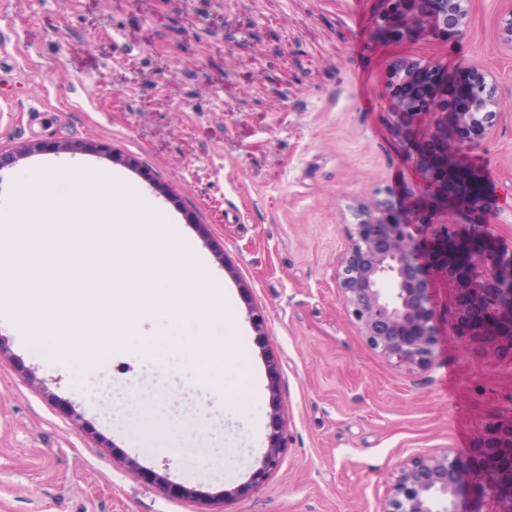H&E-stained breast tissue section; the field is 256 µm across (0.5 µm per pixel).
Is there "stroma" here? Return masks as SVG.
Wrapping results in <instances>:
<instances>
[{
	"mask_svg": "<svg viewBox=\"0 0 512 512\" xmlns=\"http://www.w3.org/2000/svg\"><path fill=\"white\" fill-rule=\"evenodd\" d=\"M384 0H0V199L29 167L118 170L176 221L223 279L246 345L210 384L181 368L198 328L146 311L82 372L0 324V512H383L397 468L470 456L512 401V371L459 339L435 279L439 353L396 370L371 349L336 281L361 205L430 208L389 66L487 75L490 136L453 154L487 179L478 213L512 248V0H467V29L395 40ZM31 144L34 152L16 156ZM81 145V152L67 148ZM264 317L255 328L250 308ZM278 360L270 376L265 350ZM260 391L230 401L243 375ZM279 395L284 453L259 487Z\"/></svg>",
	"mask_w": 512,
	"mask_h": 512,
	"instance_id": "35a3bbf8",
	"label": "stroma"
}]
</instances>
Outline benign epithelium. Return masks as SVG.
<instances>
[{
  "label": "benign epithelium",
  "mask_w": 512,
  "mask_h": 512,
  "mask_svg": "<svg viewBox=\"0 0 512 512\" xmlns=\"http://www.w3.org/2000/svg\"><path fill=\"white\" fill-rule=\"evenodd\" d=\"M386 3L381 27L396 39L429 30L446 40L466 31V0ZM390 76L395 112L408 121L420 118L430 128L415 158L425 176V195L444 210H484L483 178L454 160L450 139L462 129L490 134L496 103L488 99L486 76L472 72L450 83L437 67L403 59L393 62ZM394 215L388 200L357 211L337 271L346 307L368 345L394 369L434 364L439 338L432 265L448 282L455 336L512 366V253L497 245L485 224H472L462 235L455 225L426 216L433 229L428 264L415 225ZM272 406L269 447L253 488L281 464L283 423L275 393ZM463 494L470 497L469 512H512V405L486 423L473 458L445 450L400 465L383 512H458Z\"/></svg>",
  "instance_id": "benign-epithelium-1"
}]
</instances>
